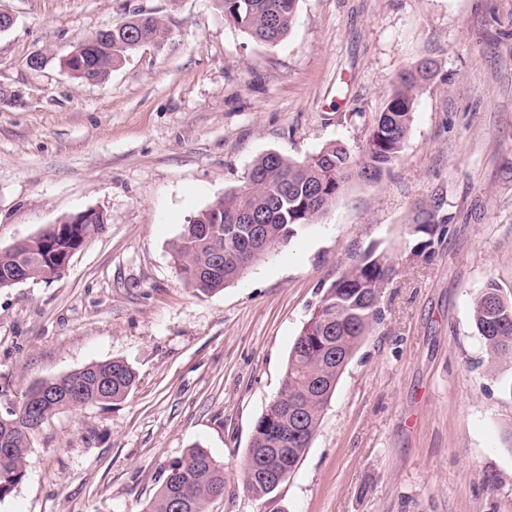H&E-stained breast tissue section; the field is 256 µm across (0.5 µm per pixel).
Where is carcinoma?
I'll return each instance as SVG.
<instances>
[{
    "mask_svg": "<svg viewBox=\"0 0 512 512\" xmlns=\"http://www.w3.org/2000/svg\"><path fill=\"white\" fill-rule=\"evenodd\" d=\"M224 16L251 39L274 44L290 31L298 0H219ZM169 37L163 21L135 13L130 24L112 27L78 46V55L66 62V71L82 81L107 77L131 54ZM430 78L421 67L401 72L373 119L364 151L355 159L339 143L329 144L303 162L269 152L253 163L246 185L198 213L184 225L173 244V257L184 283L202 293L222 290L267 252L285 244L296 228L314 223L354 177L377 179L399 156L411 128L420 86ZM242 224L258 225L259 236L233 231ZM413 231L428 236L420 252L432 247V237L447 220L425 202L412 211ZM102 230L97 224H59L46 237L0 252V271L18 266L27 278L53 280L56 267L69 250ZM396 275V267L383 253L371 248L342 271L325 290L320 305L295 339L288 355L285 385L274 404L258 418L247 452L268 453L284 448L288 464L297 468L318 428L344 371L365 336L379 320L377 296ZM473 319L491 355L512 359V297L494 282L475 299ZM137 375L122 360L93 363L52 381L40 382L29 393L42 395L43 420L63 408L108 403L126 398ZM24 407L0 416V502L23 482L28 451L37 429L25 423ZM186 472L175 487L162 480L143 512H207L208 504L224 491V465L205 448L192 447L172 463L167 473Z\"/></svg>",
    "mask_w": 512,
    "mask_h": 512,
    "instance_id": "cac0c4a2",
    "label": "carcinoma"
}]
</instances>
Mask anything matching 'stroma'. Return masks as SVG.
<instances>
[{"label": "stroma", "instance_id": "1", "mask_svg": "<svg viewBox=\"0 0 512 512\" xmlns=\"http://www.w3.org/2000/svg\"><path fill=\"white\" fill-rule=\"evenodd\" d=\"M0 247L94 210L103 230L63 276L0 288V415L27 387L127 362L120 402L65 408L34 435L0 512H141L202 446L224 465L207 512H512V360L473 322L489 282L512 294V0H298L269 45L219 0H0ZM141 11L170 36L86 83L62 60ZM45 57L32 69L34 55ZM436 64L396 162L350 181L315 223L223 290L187 288L184 224L243 186L253 162L341 142L359 156L400 72ZM452 222L416 255L415 203ZM397 273L296 468L244 485L256 420L290 349L357 255Z\"/></svg>", "mask_w": 512, "mask_h": 512}]
</instances>
